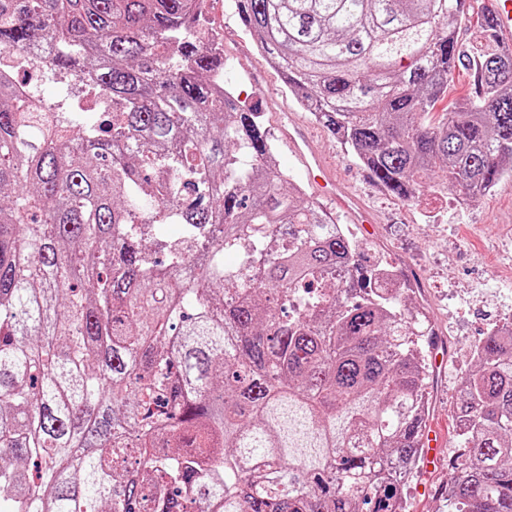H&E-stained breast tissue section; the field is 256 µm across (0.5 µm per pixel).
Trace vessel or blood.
I'll return each mask as SVG.
<instances>
[{"instance_id":"b4317fda","label":"vessel or blood","mask_w":512,"mask_h":512,"mask_svg":"<svg viewBox=\"0 0 512 512\" xmlns=\"http://www.w3.org/2000/svg\"><path fill=\"white\" fill-rule=\"evenodd\" d=\"M483 6L493 19L497 41L512 45V0H483ZM279 126L289 154L299 162L314 193L334 202L356 223H373L370 210L337 178L332 166L320 154L309 128L288 114L281 115Z\"/></svg>"}]
</instances>
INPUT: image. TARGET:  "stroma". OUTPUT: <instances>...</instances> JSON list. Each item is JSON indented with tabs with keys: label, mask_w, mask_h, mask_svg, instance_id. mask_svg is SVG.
<instances>
[{
	"label": "stroma",
	"mask_w": 512,
	"mask_h": 512,
	"mask_svg": "<svg viewBox=\"0 0 512 512\" xmlns=\"http://www.w3.org/2000/svg\"><path fill=\"white\" fill-rule=\"evenodd\" d=\"M227 24L234 34L224 40V56L234 67L225 70L224 78L239 100L262 112L267 129L277 133V115L261 104L251 81L252 73L261 70L279 102L297 118L308 119L239 17L231 16ZM316 143L376 215L375 223L354 225L357 240L376 247L377 258L414 288L415 304L434 322L430 344L445 363L433 368L428 426L443 430L446 447L435 469L409 480L407 492L411 512H448V476L463 461L451 413L460 380L472 365L470 349L495 325L512 322V178L484 197L465 200L434 175L423 192L403 201L385 192L325 129H317Z\"/></svg>",
	"instance_id": "1"
}]
</instances>
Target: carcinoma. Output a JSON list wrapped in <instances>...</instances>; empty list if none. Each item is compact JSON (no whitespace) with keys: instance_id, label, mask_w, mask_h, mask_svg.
Returning a JSON list of instances; mask_svg holds the SVG:
<instances>
[{"instance_id":"carcinoma-1","label":"carcinoma","mask_w":512,"mask_h":512,"mask_svg":"<svg viewBox=\"0 0 512 512\" xmlns=\"http://www.w3.org/2000/svg\"><path fill=\"white\" fill-rule=\"evenodd\" d=\"M440 2L233 0L387 193L437 168L474 200L512 177V55L483 13L478 91L430 124L466 16ZM203 27L201 0H0V51L90 74L122 113L0 74V512H409L431 320L219 93ZM472 359L448 512H512V324Z\"/></svg>"}]
</instances>
